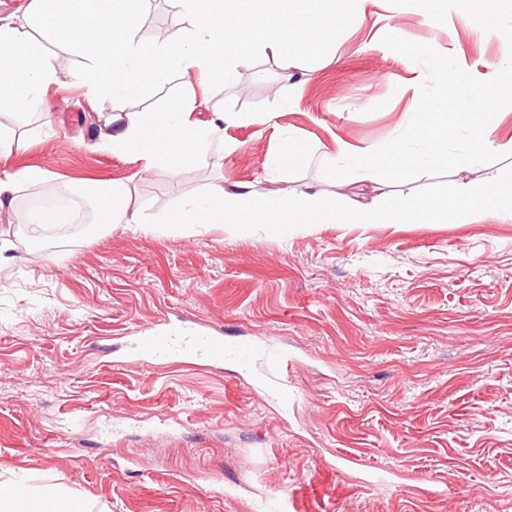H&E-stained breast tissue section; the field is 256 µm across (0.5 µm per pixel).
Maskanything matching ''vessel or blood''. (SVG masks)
Here are the masks:
<instances>
[{"label":"vessel or blood","mask_w":512,"mask_h":512,"mask_svg":"<svg viewBox=\"0 0 512 512\" xmlns=\"http://www.w3.org/2000/svg\"><path fill=\"white\" fill-rule=\"evenodd\" d=\"M112 353L122 360H133L146 366L188 363L203 366L225 362L260 366L258 381L283 411L298 404L300 396L291 380L297 358L285 348H277L254 339L232 336L221 330L189 325L181 317L165 318L151 329H132Z\"/></svg>","instance_id":"obj_1"}]
</instances>
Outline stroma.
I'll list each match as a JSON object with an SVG mask.
<instances>
[{"label": "stroma", "mask_w": 512, "mask_h": 512, "mask_svg": "<svg viewBox=\"0 0 512 512\" xmlns=\"http://www.w3.org/2000/svg\"><path fill=\"white\" fill-rule=\"evenodd\" d=\"M136 37L160 40L190 24L167 0H146ZM66 57L43 107L0 125L20 141L0 175L39 167L55 188L125 185L140 223L38 252L0 215L10 259L0 264V483L23 480L75 496L88 512H259L284 490L295 512H512V219L495 209L467 224H216L166 226L175 197L246 183L266 197L319 190L340 207L398 194H450L455 174L397 185L332 181L312 163L266 172L280 139L316 153L400 134L414 108L415 63L388 52L384 33L477 66L503 48L465 29L421 25L415 10L372 0L329 54L289 69L265 56L240 63L219 88L177 77L155 96L100 100ZM224 112L223 143L177 180L148 174L101 139L103 117L153 112L170 95ZM172 313L202 326L294 345L308 354L283 414L253 388L256 370L118 362L104 350L136 325ZM421 478H448L447 496L366 484L343 456ZM222 474L227 493L203 489Z\"/></svg>", "instance_id": "obj_1"}]
</instances>
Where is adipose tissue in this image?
<instances>
[{"label": "adipose tissue", "mask_w": 512, "mask_h": 512, "mask_svg": "<svg viewBox=\"0 0 512 512\" xmlns=\"http://www.w3.org/2000/svg\"><path fill=\"white\" fill-rule=\"evenodd\" d=\"M57 63L45 56L41 42L0 16V104L16 110L36 106L40 92L56 78ZM193 102L185 97L171 99L161 111L130 112L113 117L104 139L114 154H134L147 172L177 178L182 167L205 152L219 133L217 122L193 120ZM49 175L37 167L0 176V214L15 215L29 227L33 238L61 221L58 211H20L19 194H39ZM99 216L104 224L139 223L140 209L127 187L110 184L95 189ZM492 199L512 207V178L498 179L480 188L460 181L456 190L443 197H397L389 206L367 205L338 210L324 193L261 198L250 185L237 183L232 189L212 188L192 199H176L164 216L167 224H463L473 216L481 201ZM85 512L81 502L61 497L52 488L32 489L22 482L0 486V512Z\"/></svg>", "instance_id": "ef3b65f1"}]
</instances>
